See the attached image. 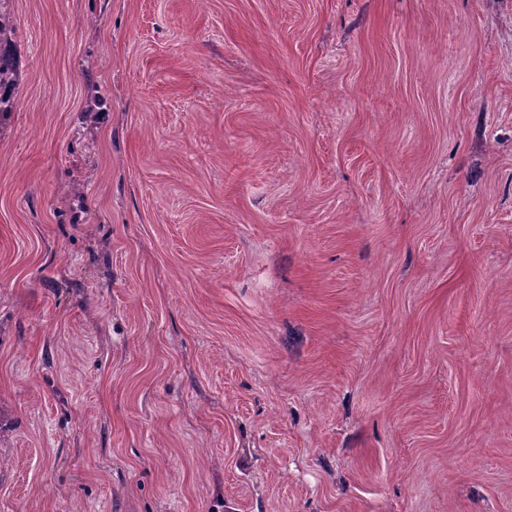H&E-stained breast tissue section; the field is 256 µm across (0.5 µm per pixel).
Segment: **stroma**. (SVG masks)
<instances>
[{
	"label": "stroma",
	"mask_w": 512,
	"mask_h": 512,
	"mask_svg": "<svg viewBox=\"0 0 512 512\" xmlns=\"http://www.w3.org/2000/svg\"><path fill=\"white\" fill-rule=\"evenodd\" d=\"M10 6L0 512H512V0Z\"/></svg>",
	"instance_id": "obj_1"
}]
</instances>
